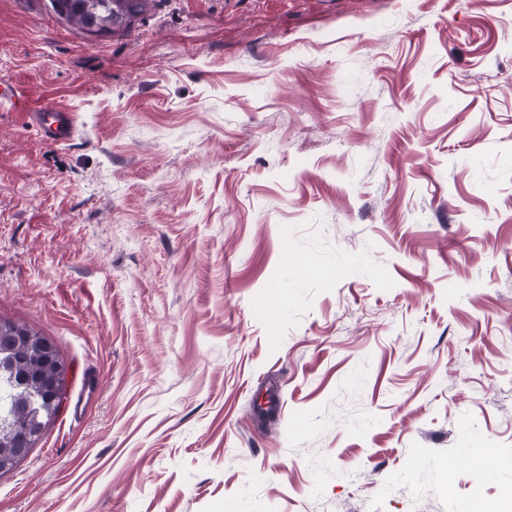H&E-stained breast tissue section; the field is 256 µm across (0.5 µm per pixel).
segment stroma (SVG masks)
<instances>
[{
    "mask_svg": "<svg viewBox=\"0 0 512 512\" xmlns=\"http://www.w3.org/2000/svg\"><path fill=\"white\" fill-rule=\"evenodd\" d=\"M1 81L79 132L0 105V318L67 367L0 512H507L512 0H0ZM160 0H42L56 20L85 38L127 35L152 13ZM93 33V37H88ZM29 124L41 140L49 145H60L70 141L76 132V116L70 110L46 104L36 112H30Z\"/></svg>",
    "mask_w": 512,
    "mask_h": 512,
    "instance_id": "obj_1",
    "label": "stroma"
}]
</instances>
